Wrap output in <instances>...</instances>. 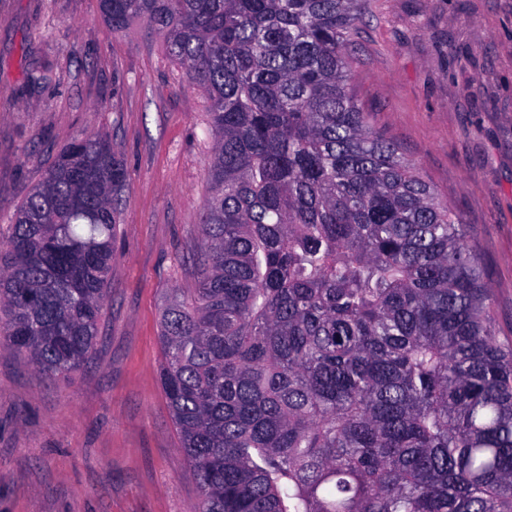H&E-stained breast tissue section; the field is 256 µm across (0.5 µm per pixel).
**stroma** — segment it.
<instances>
[{"instance_id": "1", "label": "stroma", "mask_w": 512, "mask_h": 512, "mask_svg": "<svg viewBox=\"0 0 512 512\" xmlns=\"http://www.w3.org/2000/svg\"><path fill=\"white\" fill-rule=\"evenodd\" d=\"M351 88L471 225L512 336V0H365ZM208 112L146 22L116 33L99 0H0V239L73 138L106 135L129 174L89 364L50 379L0 347V512H192L159 331L167 297L197 285Z\"/></svg>"}]
</instances>
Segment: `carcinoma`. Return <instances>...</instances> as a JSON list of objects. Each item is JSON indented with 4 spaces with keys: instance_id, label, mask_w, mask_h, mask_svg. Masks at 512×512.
<instances>
[{
    "instance_id": "1",
    "label": "carcinoma",
    "mask_w": 512,
    "mask_h": 512,
    "mask_svg": "<svg viewBox=\"0 0 512 512\" xmlns=\"http://www.w3.org/2000/svg\"><path fill=\"white\" fill-rule=\"evenodd\" d=\"M210 101L197 287L160 382L195 512H512V338L470 225L350 87L361 0H100ZM128 181L73 139L0 242V343L90 357Z\"/></svg>"
}]
</instances>
